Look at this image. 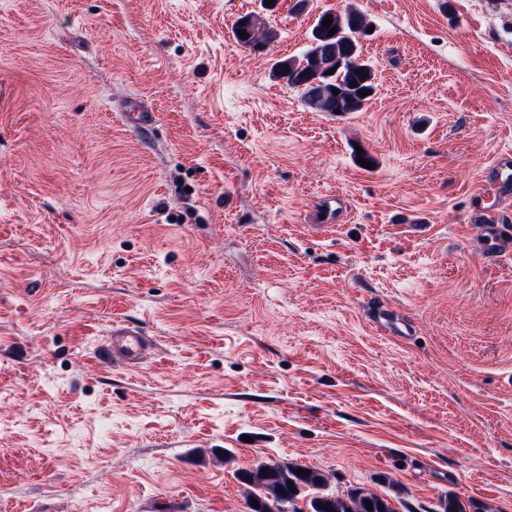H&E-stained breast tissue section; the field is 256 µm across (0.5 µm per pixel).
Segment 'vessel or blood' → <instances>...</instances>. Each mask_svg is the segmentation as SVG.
I'll return each mask as SVG.
<instances>
[{
    "label": "vessel or blood",
    "mask_w": 512,
    "mask_h": 512,
    "mask_svg": "<svg viewBox=\"0 0 512 512\" xmlns=\"http://www.w3.org/2000/svg\"><path fill=\"white\" fill-rule=\"evenodd\" d=\"M512 198V155L498 154L471 193L468 224L484 242L488 258L498 260L512 255V231L501 222L500 201ZM151 344L140 328L113 324L104 341L102 355L127 366H138Z\"/></svg>",
    "instance_id": "obj_1"
}]
</instances>
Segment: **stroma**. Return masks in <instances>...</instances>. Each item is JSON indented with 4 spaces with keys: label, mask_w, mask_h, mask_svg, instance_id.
<instances>
[{
    "label": "stroma",
    "mask_w": 512,
    "mask_h": 512,
    "mask_svg": "<svg viewBox=\"0 0 512 512\" xmlns=\"http://www.w3.org/2000/svg\"><path fill=\"white\" fill-rule=\"evenodd\" d=\"M295 2L0 0V512H248L267 458L512 512V257L467 225L512 150V0ZM348 8L377 90L339 119L271 67ZM119 320L138 368L98 357ZM251 17V25L246 28H240L237 26L236 22L233 26V37L235 41L242 46L258 43L264 46L269 45L274 42L278 36L277 32L274 29L263 27L262 19L257 14H247ZM243 29L247 35V38L242 39L239 37L238 30Z\"/></svg>",
    "instance_id": "35a3bbf8"
}]
</instances>
